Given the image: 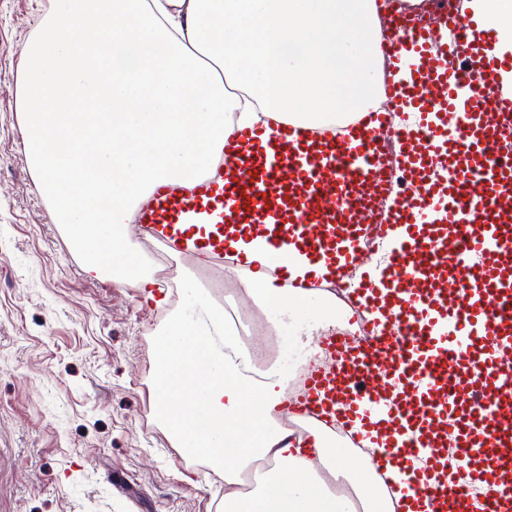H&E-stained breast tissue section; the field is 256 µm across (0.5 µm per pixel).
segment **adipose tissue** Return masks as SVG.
I'll list each match as a JSON object with an SVG mask.
<instances>
[{
    "instance_id": "adipose-tissue-1",
    "label": "adipose tissue",
    "mask_w": 512,
    "mask_h": 512,
    "mask_svg": "<svg viewBox=\"0 0 512 512\" xmlns=\"http://www.w3.org/2000/svg\"><path fill=\"white\" fill-rule=\"evenodd\" d=\"M499 54L512 53V0H475ZM382 27L374 0H56L21 49L15 74L26 158L51 199L72 252L93 278L156 282L126 234L158 189L213 177L236 131L286 121L335 132L378 98ZM224 246L252 266L242 285L264 313L293 309L336 325V302L280 285L326 274L297 250L271 254L259 237ZM298 319L290 323L298 332ZM154 413L175 447L223 471L224 512H395L370 465L328 430L292 438L280 417L288 372L260 370L223 315L202 298L155 337ZM273 467L250 493L243 473Z\"/></svg>"
}]
</instances>
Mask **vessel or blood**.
<instances>
[{
    "label": "vessel or blood",
    "mask_w": 512,
    "mask_h": 512,
    "mask_svg": "<svg viewBox=\"0 0 512 512\" xmlns=\"http://www.w3.org/2000/svg\"><path fill=\"white\" fill-rule=\"evenodd\" d=\"M385 24L390 110L354 113L332 135L287 122L268 136L237 131L223 172L159 189L134 221L165 245L182 217L218 212L271 253L327 261L331 273L292 280L305 292L336 282V266L360 268L350 304L362 336L321 340L332 363L305 375L294 432L324 425L358 448L369 429L387 430L372 465L413 487L401 512H512V88L501 83L512 59L470 10ZM404 65L407 82L395 78ZM404 107L414 122L392 129ZM391 129L396 165L383 151ZM371 225L386 241L405 231L378 283L361 246ZM207 245L211 259L246 267L223 237ZM455 469L483 484L480 501L449 481Z\"/></svg>",
    "instance_id": "1"
}]
</instances>
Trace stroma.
Returning <instances> with one entry per match:
<instances>
[{"instance_id": "stroma-1", "label": "stroma", "mask_w": 512, "mask_h": 512, "mask_svg": "<svg viewBox=\"0 0 512 512\" xmlns=\"http://www.w3.org/2000/svg\"><path fill=\"white\" fill-rule=\"evenodd\" d=\"M50 0H0V512H222L224 475L153 412V335L204 264L168 254L162 304L92 278L24 149L10 74Z\"/></svg>"}]
</instances>
